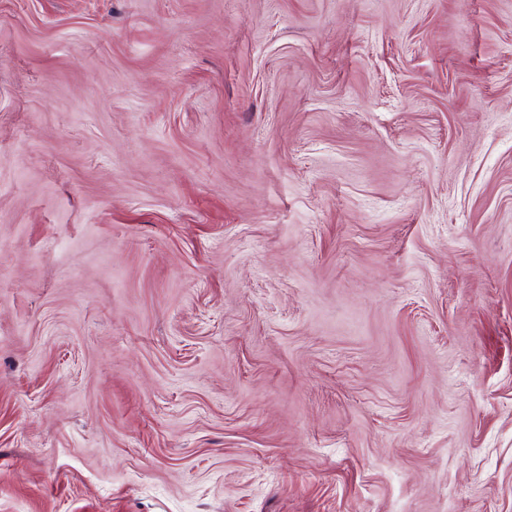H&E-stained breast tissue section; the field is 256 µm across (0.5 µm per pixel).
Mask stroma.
<instances>
[{
	"mask_svg": "<svg viewBox=\"0 0 512 512\" xmlns=\"http://www.w3.org/2000/svg\"><path fill=\"white\" fill-rule=\"evenodd\" d=\"M0 512H512V0H0Z\"/></svg>",
	"mask_w": 512,
	"mask_h": 512,
	"instance_id": "stroma-1",
	"label": "stroma"
}]
</instances>
